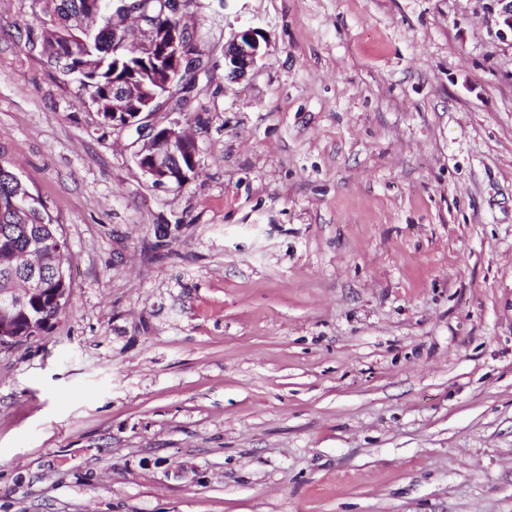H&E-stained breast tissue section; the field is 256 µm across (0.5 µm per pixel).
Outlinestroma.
<instances>
[{
    "instance_id": "35a3bbf8",
    "label": "stroma",
    "mask_w": 512,
    "mask_h": 512,
    "mask_svg": "<svg viewBox=\"0 0 512 512\" xmlns=\"http://www.w3.org/2000/svg\"><path fill=\"white\" fill-rule=\"evenodd\" d=\"M500 0H182L199 145L156 188L0 0V145L71 297L0 353V512H512ZM269 44L231 81L224 45Z\"/></svg>"
}]
</instances>
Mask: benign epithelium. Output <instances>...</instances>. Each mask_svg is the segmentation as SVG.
Masks as SVG:
<instances>
[{"instance_id":"1","label":"benign epithelium","mask_w":512,"mask_h":512,"mask_svg":"<svg viewBox=\"0 0 512 512\" xmlns=\"http://www.w3.org/2000/svg\"><path fill=\"white\" fill-rule=\"evenodd\" d=\"M115 15H137L138 24L125 26L114 22V15L102 14L100 2H88L96 16L104 19V25L112 27V56L126 53L133 44L142 56L143 76L120 82H112V96L108 111L112 112V127L136 128L144 140L136 152L135 160L142 174L154 187L186 185L198 170L197 149L187 142V134L180 122L173 121L159 127L149 117L162 104L181 102L190 92L187 76L205 67V54L195 48L188 39V32L177 24H145L142 15L143 0H115ZM92 28L86 27L84 15L69 14L56 18L53 27L44 32V37L54 45L52 56L68 55L83 57L86 46L85 35ZM265 36L255 28L248 27L232 33L224 45V67L228 76L241 81L264 55L262 41ZM103 63L98 59L81 70L62 71L60 75L77 86L85 84V75ZM46 291L38 269H33L28 278V288L15 293L0 294V313L7 310L14 313L26 312L29 298ZM26 329L0 321V350H10L24 342L33 340L25 335Z\"/></svg>"}]
</instances>
